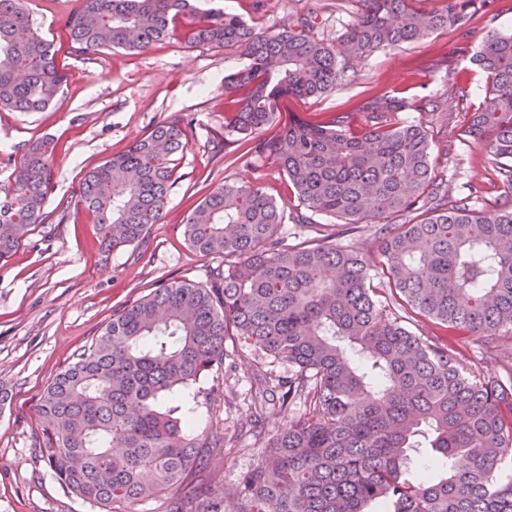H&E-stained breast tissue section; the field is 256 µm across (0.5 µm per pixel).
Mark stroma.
I'll return each mask as SVG.
<instances>
[{"mask_svg":"<svg viewBox=\"0 0 512 512\" xmlns=\"http://www.w3.org/2000/svg\"><path fill=\"white\" fill-rule=\"evenodd\" d=\"M82 0H29L30 16L43 35L60 45L57 55L67 75L55 104L44 112L0 110V187H10L22 155L33 142L52 139L53 189L46 201L48 223L30 229L20 248L0 261V386L13 398L0 409V512H99L57 480L41 452L43 432L37 416L40 392L91 345L115 312L168 283L211 281L220 256L194 251L184 237L186 217L223 183L259 181L287 213L298 201L275 158L244 160L245 141L224 139V77L242 68L247 57L238 46H191L172 38L140 52L104 49L70 54L64 22ZM202 9L239 16L256 32L306 22L319 38L338 42L353 23L358 0H196ZM512 33V0H494L460 30H442L424 40L377 52L366 60L347 59V79L335 91L279 104L273 123L260 137L286 124L318 121L336 114L363 129L360 106L393 94L435 105L434 113L407 110L401 120L423 122L434 132L432 157L446 172L450 196L477 193L483 204L503 199L486 154L467 136L469 118L485 98L483 74L472 62L490 32ZM180 121L188 146L175 169L176 183L157 224L143 239L117 251L102 248L91 215L75 202L84 173L128 150L133 140L158 123ZM290 245L326 238L373 255L381 237L372 224L354 233L334 218L316 216L300 227L285 224ZM387 316H405L388 302ZM406 327L453 345L460 368L476 371L484 358L503 383L512 382V332L503 331L495 348L463 329L444 328L417 316ZM288 364L273 361L238 336L224 339V364L169 397L192 434L224 438L201 466L191 467L188 484L200 499L220 498L252 468L267 440L298 417V403L263 402V376L288 377ZM263 410H255V402Z\"/></svg>","mask_w":512,"mask_h":512,"instance_id":"stroma-1","label":"stroma"}]
</instances>
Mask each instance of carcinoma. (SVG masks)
<instances>
[{
	"label": "carcinoma",
	"instance_id": "obj_1",
	"mask_svg": "<svg viewBox=\"0 0 512 512\" xmlns=\"http://www.w3.org/2000/svg\"><path fill=\"white\" fill-rule=\"evenodd\" d=\"M340 44L304 25L257 33L238 16L200 12L191 0H82L66 20L72 48L142 51L183 25L197 46L246 48L247 65L224 77V136L271 124L281 99L318 97L346 80V56L417 42L464 27L488 0H441L426 14L410 0H360ZM0 110L44 112L67 75L33 27L26 0H0ZM485 100L468 133L512 195V34L492 32L472 57ZM427 102L385 95L365 102V130L334 116L298 123L251 147L276 158L299 205L294 223L325 215L385 232L379 264L391 296L413 314L465 328L495 347L512 329V205L448 198L435 172L433 134L392 122ZM187 148L177 122H162L130 148L88 171L81 202L106 248L139 242L157 223ZM51 142L33 143L9 188H0V260L49 217ZM285 207L257 183L226 184L188 215L185 237L203 255L230 260L216 284L175 281L115 313L101 336L41 393L42 451L66 488L99 508L156 498L181 485L199 449L178 406L161 401L224 364V337L241 336L292 376L269 379L282 402L304 412L266 444L233 493L204 512H512V479H495L512 448V390L488 366L465 374L452 346L417 336L383 316L370 285L373 259L336 244L291 247L278 231ZM444 474L410 479L420 449Z\"/></svg>",
	"mask_w": 512,
	"mask_h": 512
}]
</instances>
